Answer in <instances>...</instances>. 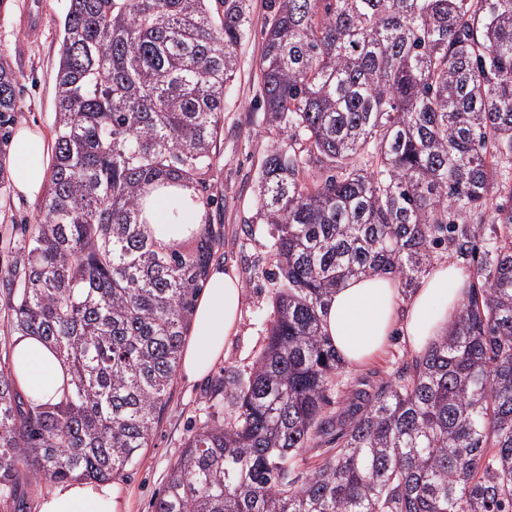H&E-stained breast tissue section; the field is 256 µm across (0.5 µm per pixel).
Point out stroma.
I'll return each mask as SVG.
<instances>
[{
	"label": "stroma",
	"instance_id": "stroma-1",
	"mask_svg": "<svg viewBox=\"0 0 512 512\" xmlns=\"http://www.w3.org/2000/svg\"><path fill=\"white\" fill-rule=\"evenodd\" d=\"M33 1L0 0V55L6 56L20 74L17 94L24 109L16 113L15 126L35 127L49 137L53 134L55 75L66 0H38L42 3L43 25L34 37L21 26ZM249 9L252 35L236 49L234 90L224 110L220 160L212 179L215 191L224 198V208L217 217L224 232V246L213 263L233 269L245 289L239 330L210 373L194 381L175 377L150 447L144 449L125 477L115 481L121 498L119 512H152V503L163 490L185 442L213 417V384L226 370L251 368L263 349L265 326L273 313L272 286L267 277L270 227L262 223L256 205L257 176L270 145L257 102L261 31L270 16V0H249ZM35 207V201L15 195L11 183L0 184V266L12 260L20 245L17 227L32 223ZM409 350L401 334L389 337L383 352L372 361L348 367L339 380L340 396H347L353 381L378 383Z\"/></svg>",
	"mask_w": 512,
	"mask_h": 512
}]
</instances>
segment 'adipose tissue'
<instances>
[{
  "instance_id": "obj_1",
  "label": "adipose tissue",
  "mask_w": 512,
  "mask_h": 512,
  "mask_svg": "<svg viewBox=\"0 0 512 512\" xmlns=\"http://www.w3.org/2000/svg\"><path fill=\"white\" fill-rule=\"evenodd\" d=\"M52 148L45 135L22 126L9 142L10 180L15 192L33 199L42 194ZM469 293L467 276L455 266L437 265L409 296L386 275L359 277L338 288L323 317L325 333L351 364L369 361L395 328L419 352L445 333ZM244 288L223 268L211 271L196 306L191 337L183 351L187 380L206 375L224 356V344L237 333ZM16 376L22 390L40 402L55 401L66 379L65 368L47 344L34 336L17 339ZM119 492L112 484L75 482L45 497L40 512H118Z\"/></svg>"
}]
</instances>
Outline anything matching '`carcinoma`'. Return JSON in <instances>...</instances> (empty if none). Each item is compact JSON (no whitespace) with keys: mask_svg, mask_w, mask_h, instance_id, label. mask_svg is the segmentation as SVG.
<instances>
[{"mask_svg":"<svg viewBox=\"0 0 512 512\" xmlns=\"http://www.w3.org/2000/svg\"><path fill=\"white\" fill-rule=\"evenodd\" d=\"M248 0H67L54 157L7 319L66 369L41 404L0 364V501L19 484L121 478L165 410L220 234L211 177ZM257 206L275 307L247 372L224 371L154 512H512V0H274ZM0 55V143L23 109ZM164 196L155 237L143 217ZM488 243L448 331L326 411L345 361L336 289ZM322 449L299 470L298 457Z\"/></svg>","mask_w":512,"mask_h":512,"instance_id":"1","label":"carcinoma"}]
</instances>
